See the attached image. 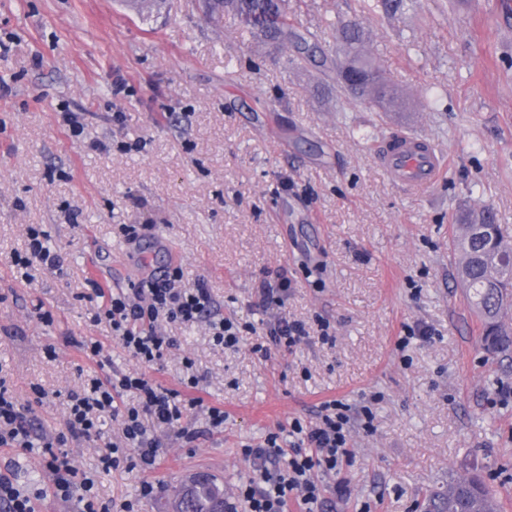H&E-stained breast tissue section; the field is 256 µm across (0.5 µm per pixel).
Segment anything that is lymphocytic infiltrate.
Masks as SVG:
<instances>
[{"instance_id": "obj_1", "label": "lymphocytic infiltrate", "mask_w": 512, "mask_h": 512, "mask_svg": "<svg viewBox=\"0 0 512 512\" xmlns=\"http://www.w3.org/2000/svg\"><path fill=\"white\" fill-rule=\"evenodd\" d=\"M27 246L13 254L11 264L29 270L60 268V260L48 244L41 227L27 230ZM183 270L174 266L142 287L105 294L92 315L93 321H108L113 334L128 354L141 365L136 374L93 378L88 388L69 392L66 400L65 428L54 434L33 437L29 417L47 397L41 387H33L27 405H20L5 376L0 375V447L28 450L39 448L44 468L52 478V492L64 501L77 500L80 512H112L111 502L99 499L93 476L79 472L73 465L67 446L79 440H95L105 420L118 421L122 440L112 444L100 457L103 470L124 467L142 472L154 469L163 448V435L175 430L178 438L191 444L224 430V409L205 405L202 397H183V389H198L200 379L188 375L181 389L162 386L147 371L177 345L175 337L164 334L160 322L192 325L207 321L215 345L237 347L249 327L232 318H216L211 313L212 296L204 284L186 288ZM291 282L287 272L262 280L251 302L253 308L269 313L266 338L269 345L289 349L305 340L309 332L304 323L281 316L288 300ZM133 394L134 403L124 401ZM204 410L205 428H191L182 420ZM373 430L370 406L351 411L341 400L324 401L313 421L301 418L288 424L287 433L271 432L259 442L242 444L240 453L253 468L252 476L238 488L236 502L225 503V512H289L290 501H297L303 512H317L324 487L315 480L314 471L336 475L353 460L349 446L353 427Z\"/></svg>"}]
</instances>
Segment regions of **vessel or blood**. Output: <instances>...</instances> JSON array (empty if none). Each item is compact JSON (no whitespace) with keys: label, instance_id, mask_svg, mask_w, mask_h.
<instances>
[{"label":"vessel or blood","instance_id":"b4317fda","mask_svg":"<svg viewBox=\"0 0 512 512\" xmlns=\"http://www.w3.org/2000/svg\"><path fill=\"white\" fill-rule=\"evenodd\" d=\"M375 157L394 182L419 195L431 188L443 166L442 155L430 140L401 130L379 143Z\"/></svg>","mask_w":512,"mask_h":512}]
</instances>
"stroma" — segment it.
Wrapping results in <instances>:
<instances>
[{
  "mask_svg": "<svg viewBox=\"0 0 512 512\" xmlns=\"http://www.w3.org/2000/svg\"><path fill=\"white\" fill-rule=\"evenodd\" d=\"M353 19L364 50L403 99L381 112L354 100L335 74L293 51L261 46L250 29L204 0H167L147 16L124 0H0V367L19 403L32 386L48 398L34 434L62 429V396L98 375L77 341L98 340L113 372L138 366L108 321L93 323L90 281L105 292L139 285L170 266L186 285L205 279L221 316L253 323L234 348L215 346L207 322L167 325L178 347L150 369L179 388L200 378L206 403L224 408L223 432L187 446L168 435L150 472L158 494L139 512H165L172 484L205 471L225 497L252 474L240 442L313 417L321 402L359 408L374 399L372 434L353 430L345 497L324 476L319 512H423L427 494L482 474L499 512H512V367L484 362L479 324L449 247L457 211L491 209L512 239V0H418L385 16L375 0H302L296 19L340 53L334 23ZM127 82L113 95L115 78ZM85 115L81 139L59 121ZM124 126L112 123L113 112ZM400 128L425 135L444 168L417 196L395 185L374 156ZM142 138L141 151L121 141ZM120 224L151 230L131 243ZM38 225L61 269L23 280L10 263ZM287 270V318L327 319L318 337L256 353L261 312L249 306L265 274ZM51 312L43 325L34 305ZM434 337L398 350L402 324ZM118 422L101 439L71 443L101 498H137L140 472L102 470ZM41 488L37 512H77L49 491L36 453L0 449V471Z\"/></svg>",
  "mask_w": 512,
  "mask_h": 512,
  "instance_id": "stroma-1",
  "label": "stroma"
}]
</instances>
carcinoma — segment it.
I'll use <instances>...</instances> for the list:
<instances>
[{
  "label": "carcinoma",
  "mask_w": 512,
  "mask_h": 512,
  "mask_svg": "<svg viewBox=\"0 0 512 512\" xmlns=\"http://www.w3.org/2000/svg\"><path fill=\"white\" fill-rule=\"evenodd\" d=\"M388 14L413 9L416 0H379ZM213 13H224L241 19L259 17L263 24L255 28L256 34L274 48L289 46L296 57L295 63L313 56L318 48L319 34L294 26L288 14V0H208ZM343 57L332 61L322 57L319 66L336 71L340 80L347 71L357 80L344 85L354 98L368 99L379 107L387 108L397 99V91L382 77L375 65L361 52L363 31L355 21L338 23ZM456 234L452 246L461 253L459 276L467 288V299L474 308L482 331L486 353L492 357L512 353V248L503 244L501 226L496 224L486 209L468 208L456 216ZM492 495L480 478L452 481L448 496H429L428 512H495L491 509ZM173 512H224V487L213 478L197 480L180 488L173 504Z\"/></svg>",
  "instance_id": "1"
}]
</instances>
